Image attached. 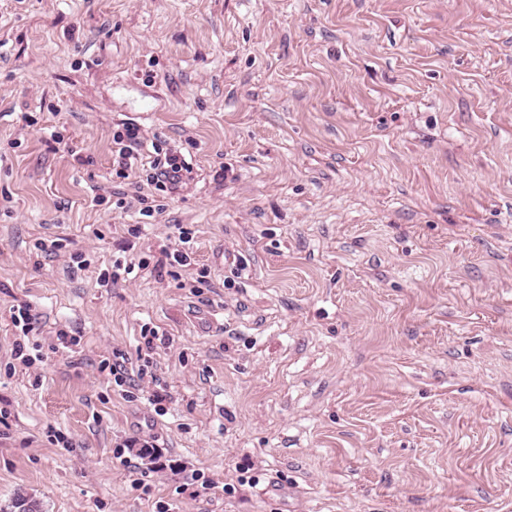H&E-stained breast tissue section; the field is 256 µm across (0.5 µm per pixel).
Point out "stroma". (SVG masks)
Here are the masks:
<instances>
[{
    "label": "stroma",
    "instance_id": "1",
    "mask_svg": "<svg viewBox=\"0 0 512 512\" xmlns=\"http://www.w3.org/2000/svg\"><path fill=\"white\" fill-rule=\"evenodd\" d=\"M124 122L190 179L117 178ZM180 226L190 266L113 283ZM116 350L157 386H115ZM17 494L512 512V0H0V512Z\"/></svg>",
    "mask_w": 512,
    "mask_h": 512
}]
</instances>
